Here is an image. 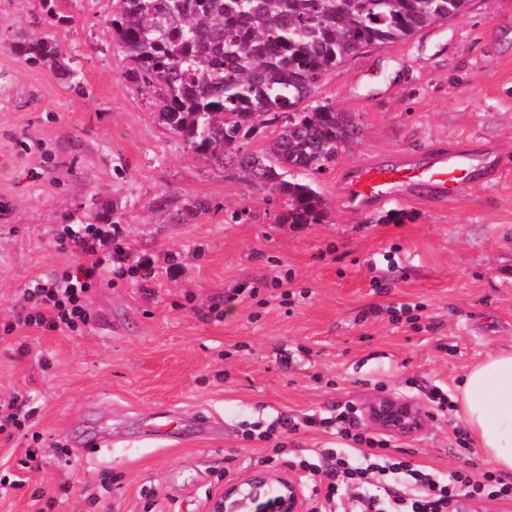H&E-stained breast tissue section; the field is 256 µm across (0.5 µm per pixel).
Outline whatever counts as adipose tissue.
<instances>
[{
    "instance_id": "1",
    "label": "adipose tissue",
    "mask_w": 512,
    "mask_h": 512,
    "mask_svg": "<svg viewBox=\"0 0 512 512\" xmlns=\"http://www.w3.org/2000/svg\"><path fill=\"white\" fill-rule=\"evenodd\" d=\"M456 403L468 433L496 471L512 474V350H500L464 375Z\"/></svg>"
}]
</instances>
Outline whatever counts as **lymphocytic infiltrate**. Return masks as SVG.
Segmentation results:
<instances>
[{"label": "lymphocytic infiltrate", "instance_id": "obj_1", "mask_svg": "<svg viewBox=\"0 0 512 512\" xmlns=\"http://www.w3.org/2000/svg\"><path fill=\"white\" fill-rule=\"evenodd\" d=\"M55 243L59 251L77 257L76 265L33 280L17 306L13 320L0 325L9 335L20 327L45 332H76L89 315L86 299L94 285L111 282L112 267L106 264L102 249L111 247L112 232L94 224L83 230L64 227ZM350 406H341L335 419L309 418L308 426L328 428L330 422L342 425V447L325 449L320 462L302 459L300 467L316 475L329 470L332 477L313 491L310 512H338L344 489L336 474L348 477L354 486L356 512H457L459 496L512 500V481H503L493 472L457 470L441 478L430 467L417 465L391 452L387 440L351 432L346 423Z\"/></svg>", "mask_w": 512, "mask_h": 512}]
</instances>
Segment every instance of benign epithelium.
<instances>
[{
  "label": "benign epithelium",
  "mask_w": 512,
  "mask_h": 512,
  "mask_svg": "<svg viewBox=\"0 0 512 512\" xmlns=\"http://www.w3.org/2000/svg\"><path fill=\"white\" fill-rule=\"evenodd\" d=\"M364 418L381 431L404 438L420 434L432 414L411 402L381 394L365 406ZM263 497L275 499L279 512H301L302 484L292 476L270 471L232 478L209 496L206 512H258L252 505Z\"/></svg>",
  "instance_id": "obj_1"
}]
</instances>
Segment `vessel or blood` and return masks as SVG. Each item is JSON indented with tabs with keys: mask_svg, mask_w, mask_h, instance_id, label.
I'll return each instance as SVG.
<instances>
[{
	"mask_svg": "<svg viewBox=\"0 0 512 512\" xmlns=\"http://www.w3.org/2000/svg\"><path fill=\"white\" fill-rule=\"evenodd\" d=\"M477 168L474 158L445 150L391 162H365L343 185L342 198L348 208L355 210L384 204L412 188L427 189L434 197L445 200L472 182ZM181 423L179 412H156L144 421L142 435L149 440H170L178 435Z\"/></svg>",
	"mask_w": 512,
	"mask_h": 512,
	"instance_id": "obj_1",
	"label": "vessel or blood"
}]
</instances>
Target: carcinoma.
<instances>
[{
    "label": "carcinoma",
    "mask_w": 512,
    "mask_h": 512,
    "mask_svg": "<svg viewBox=\"0 0 512 512\" xmlns=\"http://www.w3.org/2000/svg\"><path fill=\"white\" fill-rule=\"evenodd\" d=\"M471 0H112V44L124 79L148 94L157 120L204 157L284 197L281 224H318L321 194L296 172H323L358 138L352 116L313 99L336 66L462 14ZM11 51L74 80L56 44ZM276 128L269 146L245 142Z\"/></svg>",
    "instance_id": "obj_1"
}]
</instances>
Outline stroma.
I'll return each instance as SVG.
<instances>
[{
	"label": "stroma",
	"instance_id": "obj_1",
	"mask_svg": "<svg viewBox=\"0 0 512 512\" xmlns=\"http://www.w3.org/2000/svg\"><path fill=\"white\" fill-rule=\"evenodd\" d=\"M111 10L0 0V322L32 280L76 264L55 247L64 225L117 226L112 265L124 271L91 293L83 331L0 336V403L19 396L32 411L20 435L0 438V478L26 450L42 460L25 486L0 489V512H205L225 480L296 476L294 457L341 443L336 428L291 432L285 420L360 409L381 392L421 405L435 386L453 396L468 367L512 347V0H473L330 72L316 98L361 133L310 174L327 218L300 225L278 223L280 195L157 123L123 77ZM35 37L60 45L76 82L11 52ZM432 149L488 163L446 201L417 191L346 209L340 186L358 164ZM164 409L213 427L141 440L143 418ZM90 432L111 448H79ZM466 433L453 410L390 443L443 474L487 469L478 448L459 453Z\"/></svg>",
	"mask_w": 512,
	"mask_h": 512
}]
</instances>
